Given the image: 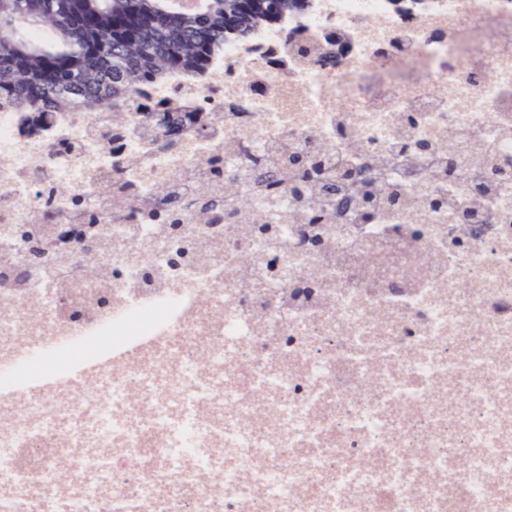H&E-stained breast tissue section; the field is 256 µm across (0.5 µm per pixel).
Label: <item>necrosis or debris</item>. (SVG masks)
I'll use <instances>...</instances> for the list:
<instances>
[{"label":"necrosis or debris","instance_id":"obj_1","mask_svg":"<svg viewBox=\"0 0 512 512\" xmlns=\"http://www.w3.org/2000/svg\"><path fill=\"white\" fill-rule=\"evenodd\" d=\"M134 98L198 108L220 133L146 145L114 138L108 110L38 130L1 112L0 226L32 223L48 184L60 207L78 197L94 210L121 184L164 186L189 213L210 159L232 180L250 154L282 146L391 161L417 205L372 224L336 217L323 258L299 246L288 196L272 207L255 195L250 213L205 226L224 245L210 266H170L180 241L142 218L147 249L108 225L106 284L39 272L30 287L0 285V464L15 475L0 512H512V186L452 248L459 222L419 191L428 157L398 149L413 116V140L450 148L459 200L480 150L512 172V0L410 14L314 0L225 43L206 79ZM256 213L282 231L271 272L242 262L266 249L239 233ZM142 262L161 274L152 287ZM312 276V295L282 301Z\"/></svg>","mask_w":512,"mask_h":512}]
</instances>
